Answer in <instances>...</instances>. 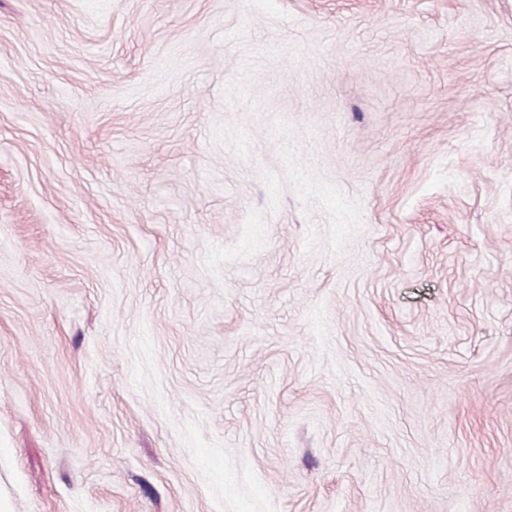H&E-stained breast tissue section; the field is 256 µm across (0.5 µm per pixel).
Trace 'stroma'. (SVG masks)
<instances>
[{
	"label": "stroma",
	"instance_id": "stroma-1",
	"mask_svg": "<svg viewBox=\"0 0 512 512\" xmlns=\"http://www.w3.org/2000/svg\"><path fill=\"white\" fill-rule=\"evenodd\" d=\"M0 512H512V0H0Z\"/></svg>",
	"mask_w": 512,
	"mask_h": 512
}]
</instances>
